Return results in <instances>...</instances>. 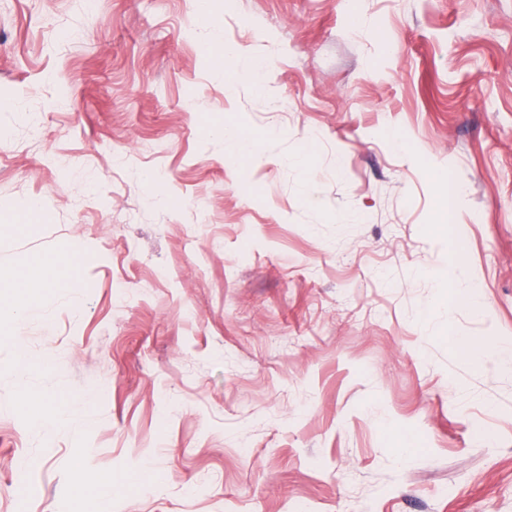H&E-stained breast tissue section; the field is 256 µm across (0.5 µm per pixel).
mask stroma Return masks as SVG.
<instances>
[{
	"label": "stroma",
	"mask_w": 512,
	"mask_h": 512,
	"mask_svg": "<svg viewBox=\"0 0 512 512\" xmlns=\"http://www.w3.org/2000/svg\"><path fill=\"white\" fill-rule=\"evenodd\" d=\"M0 132V512H512V0H0ZM228 60L237 62L235 74L239 80H253L255 83L267 81V74L263 71L259 59L251 57L242 60L240 51L236 47L225 44L221 57H214V65L218 70L224 72V65ZM451 345L457 354L474 365L482 363L487 351L485 340L453 337L451 338ZM31 417L35 426L47 431L63 425L82 426L90 419L87 410L76 408L65 399H61L59 402L55 401L54 408L50 412H45L40 408Z\"/></svg>",
	"instance_id": "stroma-1"
}]
</instances>
